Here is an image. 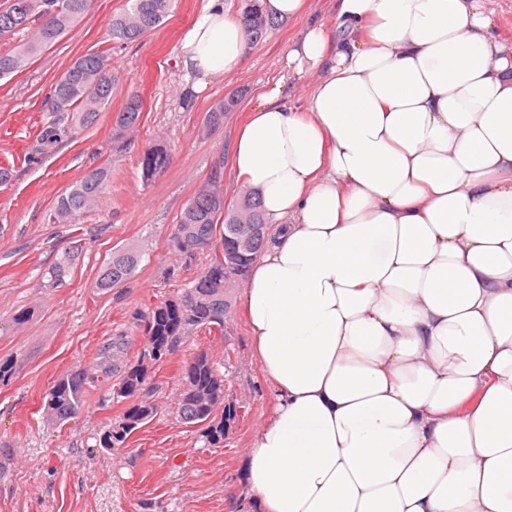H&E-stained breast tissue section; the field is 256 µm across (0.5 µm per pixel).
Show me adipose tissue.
<instances>
[{"instance_id":"adipose-tissue-1","label":"adipose tissue","mask_w":512,"mask_h":512,"mask_svg":"<svg viewBox=\"0 0 512 512\" xmlns=\"http://www.w3.org/2000/svg\"><path fill=\"white\" fill-rule=\"evenodd\" d=\"M223 0L185 89L249 47ZM230 145L273 227L242 296L276 398L243 456L260 512H512V44L494 0H338Z\"/></svg>"}]
</instances>
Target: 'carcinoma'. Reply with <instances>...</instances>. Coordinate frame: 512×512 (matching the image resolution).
I'll return each mask as SVG.
<instances>
[{
  "label": "carcinoma",
  "instance_id": "obj_1",
  "mask_svg": "<svg viewBox=\"0 0 512 512\" xmlns=\"http://www.w3.org/2000/svg\"><path fill=\"white\" fill-rule=\"evenodd\" d=\"M90 0H55L53 12L50 0H8L0 10V37L31 26L35 19L44 22L25 43L11 51L0 53V78L21 72L44 48L71 31L86 13ZM174 0H127L126 8L109 22L113 36L134 41L159 27L171 13ZM241 21L254 39H260L273 21L260 8H245ZM118 75L105 54L86 53L78 57L54 83V100L72 108L71 121L79 127L93 124L110 100ZM237 99L227 98L217 104L204 118V125L215 129L224 123V112L233 108ZM142 103L130 97L117 117L120 130L136 127L141 119ZM168 152L160 144L149 147L141 160V173L152 180L166 165ZM106 173L94 169L56 201L49 220L66 224L74 216L91 207L103 194ZM240 210L250 213V222L260 226L261 233L255 253L267 244L268 227L257 194L242 198L234 207L224 209V198L198 191L180 214L175 225L172 246L178 252L193 256L202 251L212 254L210 262L199 274L185 298L168 300L157 305L143 325V348L157 353V360L168 355L191 331L210 334L224 332V313L230 304L224 301V281L246 276L250 261L244 260L233 268L224 267V249L230 245L227 228L237 225ZM139 251L130 248L113 250L109 262L100 270L95 287L102 290L124 283L141 261ZM72 256L64 254L46 277L51 285H62L71 274ZM183 387L177 399V415L185 424H201L205 439L216 445L224 439V428L233 417L235 404L230 401H210L208 397L224 389V375L204 351L195 354L183 367ZM84 375L72 372L58 379L50 389L47 409L56 421L64 424L76 418L84 406ZM153 387L150 375L141 362L127 366L112 387L114 398L135 399L126 407L99 439L101 448H120L131 434L157 415V406L149 401Z\"/></svg>",
  "mask_w": 512,
  "mask_h": 512
}]
</instances>
